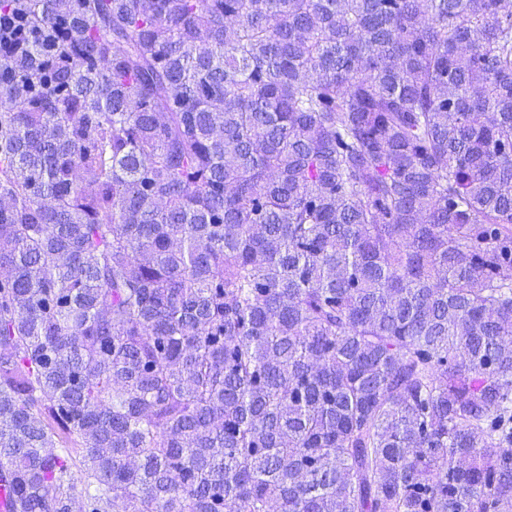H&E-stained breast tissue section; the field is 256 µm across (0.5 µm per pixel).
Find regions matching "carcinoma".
Listing matches in <instances>:
<instances>
[{
	"label": "carcinoma",
	"instance_id": "obj_1",
	"mask_svg": "<svg viewBox=\"0 0 512 512\" xmlns=\"http://www.w3.org/2000/svg\"><path fill=\"white\" fill-rule=\"evenodd\" d=\"M0 14L14 512H512V0Z\"/></svg>",
	"mask_w": 512,
	"mask_h": 512
}]
</instances>
